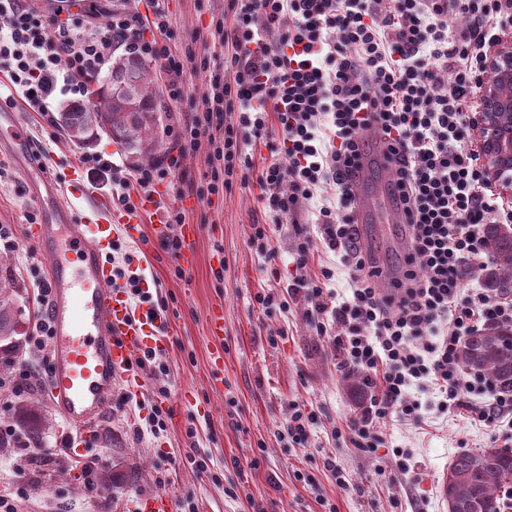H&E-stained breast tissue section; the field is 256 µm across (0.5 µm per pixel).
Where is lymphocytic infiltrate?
Here are the masks:
<instances>
[{
	"mask_svg": "<svg viewBox=\"0 0 512 512\" xmlns=\"http://www.w3.org/2000/svg\"><path fill=\"white\" fill-rule=\"evenodd\" d=\"M231 11V25L217 29L229 56L214 63L190 49L174 54L160 9L147 26L106 8L88 30L36 13L27 0H0V71L45 115L58 87L83 93L80 77L101 70L116 45L157 62L175 102L185 98L186 71L207 72L204 109L167 129L175 154L133 177L152 198L208 139L224 169L209 193L258 181L264 220L251 242L269 259L272 228L320 200L317 240L348 270L349 296L337 298L325 267L318 278L295 279L288 295L255 300L270 312L299 298L318 335L359 374L366 401L344 425L352 445L377 451L388 422L419 427L433 410L464 409L490 423L511 417L512 390L464 370L459 349L479 325L512 324V297L463 294L461 275L464 264L488 258L483 226L512 223L472 146L470 118L487 52L512 27V0H231ZM260 139L270 157L258 170L248 148ZM375 143L404 227L403 259L389 278L357 241L351 189Z\"/></svg>",
	"mask_w": 512,
	"mask_h": 512,
	"instance_id": "1",
	"label": "lymphocytic infiltrate"
}]
</instances>
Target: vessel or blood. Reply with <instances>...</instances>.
<instances>
[{
  "label": "vessel or blood",
  "instance_id": "vessel-or-blood-1",
  "mask_svg": "<svg viewBox=\"0 0 512 512\" xmlns=\"http://www.w3.org/2000/svg\"><path fill=\"white\" fill-rule=\"evenodd\" d=\"M0 138L27 147L29 134L13 112H0ZM45 191L55 197L48 222L41 227L38 243L50 266L47 314L52 324L50 377L51 394L62 416L71 424L85 427L112 407L116 378L130 380V394H137L136 357L151 348L163 351L168 345L165 317L149 306L132 307L122 289L112 287L109 268L102 253L117 231L135 235L141 213L150 211V201L141 200L135 211L110 209L107 218L86 217L76 223L67 201L57 199V183L49 178ZM390 177L380 150H373L355 180L354 188L361 218H378L379 205L386 201ZM69 227L70 247L55 243L56 229ZM199 225L181 226L183 247L176 263L183 268L194 264L191 244ZM169 493L137 497L131 512H172Z\"/></svg>",
  "mask_w": 512,
  "mask_h": 512
}]
</instances>
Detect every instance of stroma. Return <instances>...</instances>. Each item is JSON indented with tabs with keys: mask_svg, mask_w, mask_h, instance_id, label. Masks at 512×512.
Returning <instances> with one entry per match:
<instances>
[{
	"mask_svg": "<svg viewBox=\"0 0 512 512\" xmlns=\"http://www.w3.org/2000/svg\"><path fill=\"white\" fill-rule=\"evenodd\" d=\"M157 8L167 15L171 45L190 43L197 55L223 59V45L209 33L216 20L230 18V0H136L134 5L147 16ZM196 32L207 35V42L191 43ZM9 109L31 136L27 150L0 147V225L12 231L10 238L0 240V261L19 281L24 310L19 332L24 335L33 324L39 283L47 278L43 272L32 274L27 264L36 250L31 230L45 222L50 207L33 189L40 173L63 176L78 166L82 154L96 151L111 154L125 171L133 166L103 131L75 143L21 99H14ZM212 170L213 149L205 141L184 158L173 182L155 187V199L169 204L188 201L187 223L202 227L193 245L195 264L183 277L175 276L174 256L166 249L146 253L125 238L114 253L119 260L132 256L166 299L174 319L168 347L159 354L166 375L154 376L147 368L139 374L142 398H150L161 384L172 394L164 405L165 431L134 439L133 423H146L152 414L147 404L113 405L88 430H77L51 400L43 351L23 345L10 375L24 385L0 394V427L12 424L18 403L36 401L47 417L46 444L36 459L21 464L15 454L0 455V490H24L11 497L13 512H128L133 497L161 489L175 498L192 495L196 512H324L327 502L336 512H413L423 499L428 512H448L441 487L452 457L503 448L505 439H512V429L458 411L431 415L420 428L388 425L386 445L374 453L336 438V429L362 403L359 376L341 367L340 353L303 319L300 309L267 314L254 304L257 293L283 289L301 273L318 275L322 267L333 265L334 257L317 245L305 270L296 268L293 257L300 234L315 232L307 208L294 224L273 229L274 259L259 256L250 244L251 226L263 218L259 188L237 184L222 195L198 198L196 190L210 182ZM362 233L375 265L388 271L399 264L402 243L392 225L366 224ZM217 303L224 306V372L219 377L210 364L207 326L208 311ZM271 335L278 336L277 346L268 344ZM184 389L190 391L191 402L179 411L173 397ZM231 397L236 400L232 407L227 404ZM294 403L320 418L308 441L297 446L277 435ZM190 427L196 430L192 439L186 435ZM397 448L414 455L416 466L408 475L397 471ZM192 449L206 458L207 472L187 463ZM329 453L345 470L347 488H339L324 469ZM87 466L93 473L111 474L108 494L89 487L83 472ZM308 476L313 479L309 485L304 482ZM161 478L166 481L162 488L157 485ZM231 487L236 497L228 496Z\"/></svg>",
	"mask_w": 512,
	"mask_h": 512,
	"instance_id": "1",
	"label": "stroma"
}]
</instances>
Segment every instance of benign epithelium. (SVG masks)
Masks as SVG:
<instances>
[{
    "label": "benign epithelium",
    "mask_w": 512,
    "mask_h": 512,
    "mask_svg": "<svg viewBox=\"0 0 512 512\" xmlns=\"http://www.w3.org/2000/svg\"><path fill=\"white\" fill-rule=\"evenodd\" d=\"M472 130L480 141L484 170L512 193V43L498 42L479 81V108Z\"/></svg>",
    "instance_id": "benign-epithelium-1"
}]
</instances>
